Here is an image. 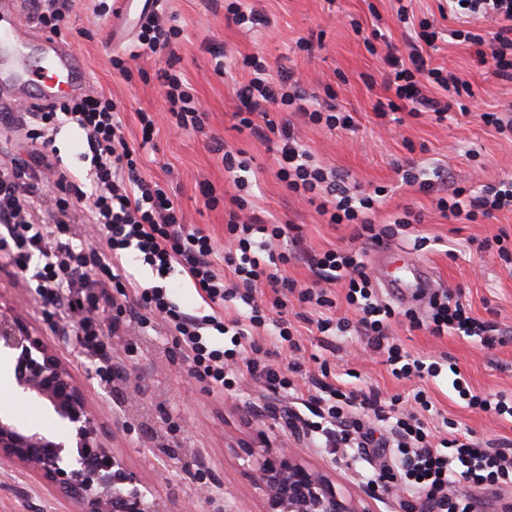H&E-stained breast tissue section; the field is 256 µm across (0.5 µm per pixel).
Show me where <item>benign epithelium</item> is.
<instances>
[{
    "instance_id": "obj_1",
    "label": "benign epithelium",
    "mask_w": 512,
    "mask_h": 512,
    "mask_svg": "<svg viewBox=\"0 0 512 512\" xmlns=\"http://www.w3.org/2000/svg\"><path fill=\"white\" fill-rule=\"evenodd\" d=\"M49 344L20 315L0 310V352L16 356V388L48 407V426L21 424L0 412V461L22 480L58 499L64 512H166L151 488L107 443L80 381L58 344L70 339L57 325ZM298 448L250 445L243 454L261 512H370L336 489L331 475L300 460Z\"/></svg>"
}]
</instances>
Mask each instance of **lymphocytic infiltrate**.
<instances>
[{
  "label": "lymphocytic infiltrate",
  "instance_id": "1",
  "mask_svg": "<svg viewBox=\"0 0 512 512\" xmlns=\"http://www.w3.org/2000/svg\"><path fill=\"white\" fill-rule=\"evenodd\" d=\"M448 14L463 21V28L452 35L474 46L477 64L494 78L511 81L512 0H448ZM396 15L405 36L401 45L387 47V96L376 101L374 111L380 117L403 112L413 118L430 112L436 122H443L451 106L462 105L471 96L470 85L431 66L424 56V48L435 46L442 36L434 21L416 17L404 4ZM481 20L496 25L492 41L470 30V23ZM182 34L181 26L152 12L142 20L132 49L114 56L112 67L132 78V61L172 48ZM241 65L250 77L236 90L239 129L274 146L276 176L290 195L315 205L325 223L352 225L350 246L304 252L292 222L266 219L253 207L247 197L249 164L220 141L213 150L221 154L236 192L226 213L224 244L216 246L203 229L185 224L181 208L162 184L142 176L139 154L121 132L118 102L99 95L35 110L19 105L0 116L1 127L24 131L32 144L26 157L0 161V253L21 273L36 302L83 312L80 327L90 352L130 326L147 329L162 324L177 333L178 345L192 361L191 374L220 389L233 387L245 375L273 393L298 391L301 365L273 362L262 339L269 330L289 350H300L294 327L298 320L314 321L325 336L354 331L366 349L384 355L395 378L438 377L441 363L414 357L389 337L395 311L379 301L367 264L368 247L422 223L421 214L407 208L393 222L375 223L371 214L381 189L364 192L315 162L303 143L302 126L354 128L352 115L336 106L334 91L318 94L292 69L273 74L256 54L243 56ZM161 78L176 126L203 130L206 114L180 74L166 71ZM433 87L443 90V97L431 96ZM65 122L76 125L85 137L89 185L73 180L55 149L54 135ZM47 197L52 205L44 213L38 204ZM83 199L88 205L79 216L75 204ZM436 205L443 218L470 223L512 211V179L476 190L454 187L438 197ZM80 223L104 232L105 246L80 238ZM129 249L155 272L157 283L141 285L124 271L121 259ZM219 255L231 268L232 281L217 273ZM300 257L312 272L305 285L287 275L289 264ZM176 275L194 285L207 313L186 312L173 300L166 281ZM335 284L345 287L353 318L329 317L334 302L328 288ZM292 297L301 310L291 321L285 311ZM430 307L424 321L405 311L412 328L437 337H476L487 347L496 344L493 325L473 318L457 294L434 293ZM310 400L315 405L314 418L307 423L312 440L353 450L359 461L389 454L390 465L373 472V481L384 480L399 491L418 494L421 512H481L471 489L512 486V448H485L466 434L435 437L423 417L432 408L424 391L409 401L398 395L384 400L374 392L322 380Z\"/></svg>",
  "mask_w": 512,
  "mask_h": 512
}]
</instances>
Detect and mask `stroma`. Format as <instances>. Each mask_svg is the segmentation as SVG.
<instances>
[{"mask_svg": "<svg viewBox=\"0 0 512 512\" xmlns=\"http://www.w3.org/2000/svg\"><path fill=\"white\" fill-rule=\"evenodd\" d=\"M247 3L263 10L270 25L246 32L227 24L224 0H168V11L176 14L184 30L181 42L139 60L144 76L127 81L112 68L116 50L108 34L109 20L95 17L93 0H75L65 40L79 54L91 92L121 102L123 132L130 146L140 150L143 175L168 187L186 223L223 242L224 209L206 207L201 192L206 183L219 194L232 188L220 155L210 148L209 139L216 136L243 151L249 160L257 178L254 203L261 214L296 224L307 251L322 252L348 243L352 225L323 223L313 206L289 197L276 177L274 151L236 127V89L248 77L239 62L242 56L263 54L273 66L297 69L311 88H332L337 104L352 114L355 132L306 126L301 136L317 161L348 176L364 191L390 187V194L373 215L374 222L387 223L405 207L423 216L422 223L412 225L410 238L369 248L370 271L381 268L392 273L405 262L421 261L430 268L436 287L462 290L475 316L512 329V268L497 254L478 249L479 242L500 232L512 235V212L504 210L477 224L457 225L441 216L434 195L402 185L397 173L398 164L412 158L447 166L451 182L462 186L512 179V140L487 128L480 119L484 112L512 111V81L486 74L474 63L472 47L450 39L428 55L433 64L471 84L474 97L467 115L454 111L440 124L427 118L401 125L387 122L373 111L375 100L386 94L382 56L365 48L362 35L354 34L349 22L357 20L364 33L380 26L391 42L401 43L403 31L394 19L393 0ZM318 33L323 36L322 44L314 46L311 55L300 53L298 39ZM217 51L226 56L223 75L215 71L213 54ZM169 68L182 73L207 112L204 132L180 130L164 121L168 103L159 74ZM141 110L161 117L159 131L146 147L141 144L137 118ZM55 145L77 182H87L90 163L82 157L87 146L77 127L63 126ZM415 235L428 237L426 248L414 249L411 238ZM452 247L457 250L453 258L448 255ZM377 293L395 309L390 333L406 350L455 362L473 392L512 395V338L488 349L474 339L434 337L410 327L402 315L406 303L385 288H378ZM0 307L14 310L46 340H54L46 322L48 309L18 284L9 266H0ZM298 329L303 344L298 358L305 370L314 373L320 363H327L336 381L386 398L396 394L409 398L425 389L437 409L430 419L432 425L446 420L458 430L469 431L478 442H512V422L464 408L448 373L425 381L399 380L381 355L363 352L360 337L350 333L325 341L315 326L302 322ZM62 354L84 385L89 403L96 407L109 443L122 449L129 466L171 512H216V503L199 493L201 483L194 477L198 471L223 486L231 512H259L237 448L239 442L253 441L259 435L276 447L303 449L302 461L308 466L334 467L336 485L345 493L363 498L370 492L366 464L350 457L334 462L326 448L310 445L301 431L288 427L284 415L288 408L300 407V398L272 394L250 380L229 393L207 390L187 376V362L172 334L113 337L105 354L120 375L109 382L96 375L93 356L78 340H71ZM159 471L166 474L161 484L154 480ZM0 512H61V507L0 464Z\"/></svg>", "mask_w": 512, "mask_h": 512, "instance_id": "35a3bbf8", "label": "stroma"}]
</instances>
